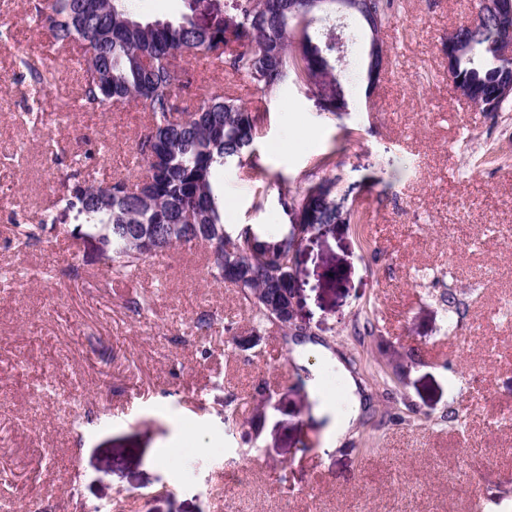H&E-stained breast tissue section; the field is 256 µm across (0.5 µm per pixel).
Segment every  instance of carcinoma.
<instances>
[{
  "instance_id": "cac0c4a2",
  "label": "carcinoma",
  "mask_w": 512,
  "mask_h": 512,
  "mask_svg": "<svg viewBox=\"0 0 512 512\" xmlns=\"http://www.w3.org/2000/svg\"><path fill=\"white\" fill-rule=\"evenodd\" d=\"M126 0H46L35 17L56 45L83 46L81 101L88 110L136 102L154 122L136 145L146 165L147 180L134 186L123 179L94 185L72 173L57 189L56 205L74 214L75 240H97L99 256L113 275L137 271L150 255L181 244L209 245L208 274L236 288L256 328L274 327L270 304L277 290L289 288L280 266L260 259L252 246L254 232L243 226L231 232L233 247L250 277L238 282L224 270V197L215 186L217 168L226 156H253L263 115L241 103L230 89L203 99L192 112L178 111V94L192 83L189 69L174 64L183 55H202L228 78L250 80L270 96L294 71L297 29L288 22L291 0H187L189 13L177 21H143ZM378 28L395 17V0H367ZM502 35L495 22L483 31L466 33L474 44L470 59L448 76L457 91L480 89L485 100L497 98L498 86L512 74L489 49ZM320 41L305 50L311 80L323 112L336 114L344 97L345 78L334 65L325 66ZM336 180L310 182L302 193L279 184L283 210L293 206L302 224L336 222ZM58 217L49 214L36 225H17L16 241L28 246L40 239Z\"/></svg>"
}]
</instances>
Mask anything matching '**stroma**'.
Returning a JSON list of instances; mask_svg holds the SVG:
<instances>
[{"label":"stroma","instance_id":"stroma-1","mask_svg":"<svg viewBox=\"0 0 512 512\" xmlns=\"http://www.w3.org/2000/svg\"><path fill=\"white\" fill-rule=\"evenodd\" d=\"M38 2L0 0V497L38 512H512V139L498 135L512 105L468 104L442 50L478 0H401L380 34L393 65L372 94L365 32L345 22L349 111H319L293 78L262 99L235 85L267 118L253 161L216 171L225 225L263 241L292 232L280 178L296 192L335 179L337 204L361 218L303 233L304 332L267 328L245 351L224 326L249 334L251 314L208 275L202 244L123 281L72 238L70 216L16 248L14 221L38 223L77 162L99 182L145 173L146 113L83 109L78 57L32 23ZM30 54L54 80H31ZM137 293L149 312L127 309ZM204 311L216 320L198 334ZM317 340L362 365L360 415L337 448L310 388L338 387L339 407L349 394L305 351ZM180 427L204 432L181 442L195 464L159 463Z\"/></svg>","mask_w":512,"mask_h":512}]
</instances>
